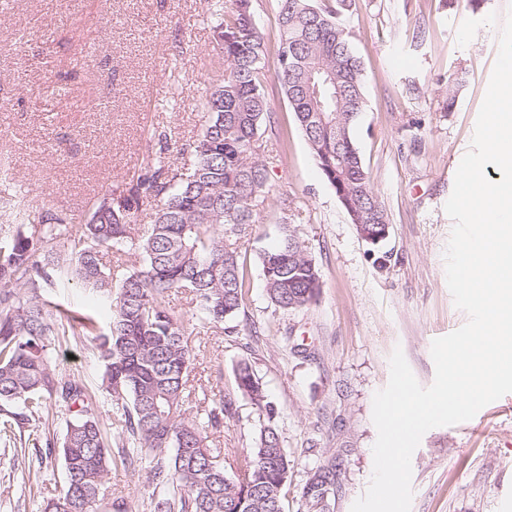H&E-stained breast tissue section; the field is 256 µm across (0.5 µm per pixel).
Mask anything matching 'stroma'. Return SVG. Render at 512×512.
<instances>
[{
	"label": "stroma",
	"mask_w": 512,
	"mask_h": 512,
	"mask_svg": "<svg viewBox=\"0 0 512 512\" xmlns=\"http://www.w3.org/2000/svg\"><path fill=\"white\" fill-rule=\"evenodd\" d=\"M342 20L365 77L367 108L353 138L390 219L379 245L360 239L308 149L274 78L273 110L261 141L272 194L241 248L243 305L235 326L252 336L204 328L189 338L191 384L230 401L219 440L228 476L253 447L260 422L236 388L251 364L293 461L283 512H308L301 492L321 468L335 469L329 512H351L373 473L375 393L389 358L403 354L430 386L431 343L467 321L447 287L444 252L453 227L444 206L471 146L512 0H347ZM224 70L207 0H12L0 9V197L22 188L34 207L70 224L122 191L170 141L172 169L193 163L182 143L200 133L204 101ZM459 83L456 95L448 86ZM60 89L46 97V86ZM296 226L320 271L316 302L299 311L267 297L261 250L283 224ZM385 264H378L379 256ZM49 355L59 378L101 399L104 368L90 337L70 329ZM64 417L23 438L19 457L0 452V512H36L61 488ZM411 512H512V393L471 420L427 431L412 456ZM127 512H151L143 473L117 463L108 482Z\"/></svg>",
	"instance_id": "35a3bbf8"
}]
</instances>
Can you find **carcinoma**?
<instances>
[{
	"instance_id": "1",
	"label": "carcinoma",
	"mask_w": 512,
	"mask_h": 512,
	"mask_svg": "<svg viewBox=\"0 0 512 512\" xmlns=\"http://www.w3.org/2000/svg\"><path fill=\"white\" fill-rule=\"evenodd\" d=\"M212 30L222 49L224 74L205 99L208 121L185 147L194 158L186 174L168 173L160 150L152 165L119 195L103 200L76 228L44 210L33 216L24 197H11L15 230L0 227V441L38 431L53 405L68 412L58 453L65 479L42 500V512H95L114 462L141 463L153 512H282L292 460L275 425L276 406L245 361L235 369L241 395L263 424L254 447L238 459L232 479L217 462L213 442L224 428V396L203 397L184 408L194 352L187 327L166 298L185 293L200 325L233 320L244 298L239 246L259 222L270 193L259 130L271 118L265 95V39L251 0H208ZM279 49L274 72L322 175L351 223L380 235L389 223L353 138L366 108L363 66L340 23L345 0H277ZM152 223H133L142 207ZM70 250L57 248L60 238ZM135 252L139 265L117 291L105 255ZM266 293L278 309L306 307L319 295V269L291 226L259 253ZM105 297L112 320L104 332L86 314L69 315L42 291L63 279ZM77 324L94 336L104 365L101 387L120 431L110 435L86 388L63 381L51 368L47 341ZM330 472L303 488L307 506L325 510Z\"/></svg>"
}]
</instances>
